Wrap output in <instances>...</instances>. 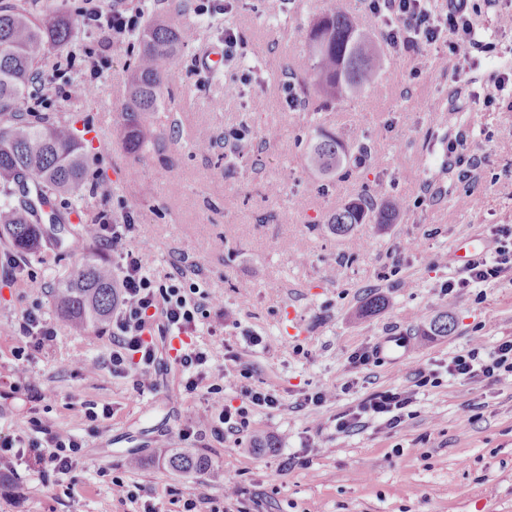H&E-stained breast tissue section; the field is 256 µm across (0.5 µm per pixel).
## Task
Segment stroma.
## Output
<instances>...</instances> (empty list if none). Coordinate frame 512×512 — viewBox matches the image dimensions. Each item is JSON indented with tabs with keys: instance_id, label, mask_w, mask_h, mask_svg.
<instances>
[{
	"instance_id": "stroma-1",
	"label": "stroma",
	"mask_w": 512,
	"mask_h": 512,
	"mask_svg": "<svg viewBox=\"0 0 512 512\" xmlns=\"http://www.w3.org/2000/svg\"><path fill=\"white\" fill-rule=\"evenodd\" d=\"M145 2L147 16L169 12L197 30L169 66L172 103L152 116L163 140L132 156L113 139L139 44L105 29H78V41L110 44L108 71L91 97L57 95L53 79L66 50L38 61L49 98L41 113L88 127V170L96 178L82 190L87 219L131 221V247L150 259L157 279L180 269L202 282L212 295L204 328L191 337H157L155 384L137 389L112 371L109 328L78 335L53 310L51 289L74 257L51 253L19 268L0 245V433L25 440L60 429L85 441L82 462L69 474L31 463L0 475V512H135L113 496L116 476L152 496L159 512L178 510L166 493L172 485L232 512H512V381L467 384L446 371L472 337L490 346L512 338V270L496 285L464 288L451 300L441 293L474 240H490L498 225L512 228V112L484 105L494 89L488 57L475 53L457 73L428 50L421 58L428 76L416 81L378 30L383 67L376 83L308 112L287 105L284 74L307 70L306 31L328 0H234L231 11L208 18L198 15L199 0L183 9L173 0ZM228 27L240 32L243 53L214 80L198 59L223 43ZM217 100L223 109L214 108ZM201 128L215 140L207 153L192 146ZM271 128L279 136L269 142ZM463 129L482 158L466 184L445 154L449 137ZM238 130L249 133L253 152L235 151ZM321 132L336 135L353 157L367 145L370 160L352 175H322L308 162ZM376 187L389 199L427 188L437 195L399 223L334 234L330 216ZM377 296L384 307L355 319ZM446 305L451 332L422 336L424 321ZM30 311L56 329L47 349L24 348L13 332ZM383 336L408 337L407 356L353 367L351 355L374 351ZM187 343L207 353L212 378L237 357L252 386L274 391L279 407L255 410L247 432L221 442L187 436L193 416L208 406L204 393L182 389L176 351ZM82 358L99 361L94 380L80 374ZM421 368L438 379L417 388L398 427L372 420L354 433L337 432V415L374 392L413 387ZM320 389L335 399L305 404ZM90 401L112 409L95 430L83 418ZM260 435L269 447L256 448ZM164 446L199 453L210 466L172 472L156 454ZM229 479L241 490L230 503Z\"/></svg>"
}]
</instances>
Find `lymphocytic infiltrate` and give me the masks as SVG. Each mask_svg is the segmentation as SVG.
Returning a JSON list of instances; mask_svg holds the SVG:
<instances>
[{"mask_svg": "<svg viewBox=\"0 0 512 512\" xmlns=\"http://www.w3.org/2000/svg\"><path fill=\"white\" fill-rule=\"evenodd\" d=\"M474 0H448V10L439 14L432 10L431 0H369V14L384 31L392 51L411 63V78L424 76L420 64L424 50L431 49L440 62H453L461 69L469 64L473 53L491 52L494 31L482 30L474 24ZM82 22L90 28L104 27L113 35L126 37L139 30L144 12L142 6L119 9L104 6L102 0H82L79 11ZM101 47L82 44L68 56V76L57 87L65 98L84 97L101 78L98 67ZM94 238L112 253L119 272L120 300L112 314V352L114 373L132 375L137 388L152 385L159 363L158 349L147 334L159 328L169 335H189L201 322L204 302L209 294L199 284L187 282L185 274L158 281L150 272V262L128 245L129 227L125 224L96 223L91 227ZM490 253L476 256L442 286L443 295L454 296L460 288H478L496 282L512 270V232L494 231ZM177 360L186 372V393L205 390L208 402L220 405L218 414H196L195 426L209 429L216 439L248 429L250 413L257 408L274 409L277 395L252 386L248 369L225 370L219 383H207L204 367L208 357L200 349L186 346L178 350ZM448 374L464 383L512 381V339L486 346L481 337H473L469 345L448 360ZM430 374L418 371L411 389L389 388L370 394L336 418V430L350 433L363 426L365 419L384 418L387 427L399 426L405 410L415 400L416 391L427 386ZM239 391L245 402L237 407L223 406L225 389ZM84 442L65 430H45L43 437L21 440L0 434V466L12 470L26 460H34L58 474H67L82 456Z\"/></svg>", "mask_w": 512, "mask_h": 512, "instance_id": "f902f5d3", "label": "lymphocytic infiltrate"}]
</instances>
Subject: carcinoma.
<instances>
[{
  "instance_id": "1",
  "label": "carcinoma",
  "mask_w": 512,
  "mask_h": 512,
  "mask_svg": "<svg viewBox=\"0 0 512 512\" xmlns=\"http://www.w3.org/2000/svg\"><path fill=\"white\" fill-rule=\"evenodd\" d=\"M194 37V31L166 20H154L137 33L138 62L131 73L128 96L115 137L131 155L157 138L149 116L171 98L167 65ZM77 38L73 18L50 6L35 15L24 7L0 8V238L18 259L43 260L49 250L71 254L76 263L52 288L56 314L86 334L112 318L119 291L112 262L93 245L89 225L72 224L78 211L88 158L83 139L66 122L43 119L28 109L38 82L35 64L51 50ZM309 69L294 83L293 92L306 103H323L346 93L371 87L382 59L372 29L343 6L329 3L305 37ZM313 165L333 174L348 161L342 142L322 133L311 146ZM65 196L70 206L59 208L50 195ZM366 190L347 202L330 219L339 236L358 224H393L400 216L396 203L379 206ZM453 317L447 311L429 323L428 336H446ZM168 468L190 474L207 469L209 460L188 451L166 453Z\"/></svg>"
}]
</instances>
